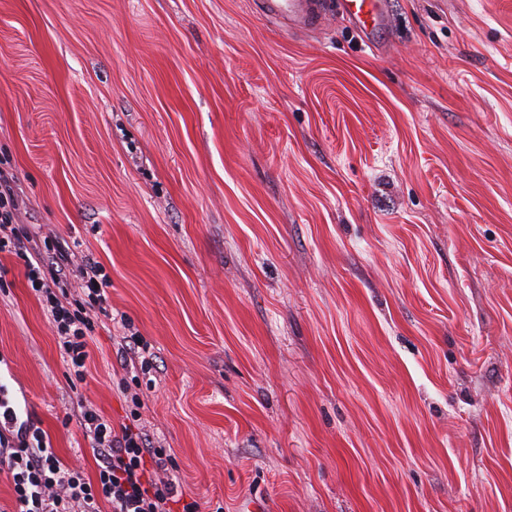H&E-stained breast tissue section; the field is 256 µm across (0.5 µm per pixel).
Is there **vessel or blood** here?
I'll return each instance as SVG.
<instances>
[{
  "mask_svg": "<svg viewBox=\"0 0 512 512\" xmlns=\"http://www.w3.org/2000/svg\"><path fill=\"white\" fill-rule=\"evenodd\" d=\"M258 9L298 32L316 29L342 11L371 48L377 47V37L390 21L387 0H258Z\"/></svg>",
  "mask_w": 512,
  "mask_h": 512,
  "instance_id": "1",
  "label": "vessel or blood"
}]
</instances>
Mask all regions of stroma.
<instances>
[{
	"instance_id": "1",
	"label": "stroma",
	"mask_w": 512,
	"mask_h": 512,
	"mask_svg": "<svg viewBox=\"0 0 512 512\" xmlns=\"http://www.w3.org/2000/svg\"><path fill=\"white\" fill-rule=\"evenodd\" d=\"M389 5L374 50L257 0H0L21 222L112 279L78 391L139 394L202 512H512V0ZM0 265V382L95 477ZM138 332L131 333L130 335L123 336V340L125 342L124 347V357H123V369H128L129 366L133 368H137L139 365L140 357L143 359L140 361V370H146L149 368L152 358H150L151 354L149 353V345L147 341L143 340L142 336L137 334ZM126 339V340H125ZM148 354L146 357L145 355Z\"/></svg>"
}]
</instances>
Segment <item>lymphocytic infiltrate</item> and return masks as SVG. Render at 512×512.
<instances>
[{
  "mask_svg": "<svg viewBox=\"0 0 512 512\" xmlns=\"http://www.w3.org/2000/svg\"><path fill=\"white\" fill-rule=\"evenodd\" d=\"M17 198L8 167H0V254L23 263L27 285L49 315L66 364L68 388L84 382L91 361L95 316L106 313L112 279L103 264L85 258L81 286L72 290L71 254L55 232L31 231L17 222ZM78 422L97 462L96 478L64 462L45 432L22 418L11 404L0 407V474L14 493L16 512H201L184 500L168 466L165 449L154 446L137 425L114 427L83 398H76Z\"/></svg>",
  "mask_w": 512,
  "mask_h": 512,
  "instance_id": "1",
  "label": "lymphocytic infiltrate"
}]
</instances>
